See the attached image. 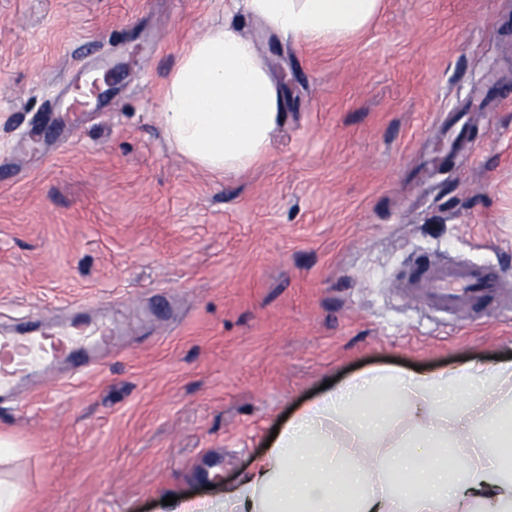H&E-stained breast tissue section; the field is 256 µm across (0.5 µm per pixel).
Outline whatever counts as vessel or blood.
I'll use <instances>...</instances> for the list:
<instances>
[{
	"instance_id": "obj_1",
	"label": "vessel or blood",
	"mask_w": 512,
	"mask_h": 512,
	"mask_svg": "<svg viewBox=\"0 0 512 512\" xmlns=\"http://www.w3.org/2000/svg\"><path fill=\"white\" fill-rule=\"evenodd\" d=\"M421 302L440 312L460 310L493 299L503 286L490 265L471 262L431 265L407 282ZM112 347L111 323L87 319L79 323H45L40 330L0 329V399L17 394L30 378L63 367L70 374L93 370Z\"/></svg>"
}]
</instances>
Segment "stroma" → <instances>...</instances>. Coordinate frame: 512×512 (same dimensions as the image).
<instances>
[{"label":"stroma","instance_id":"obj_1","mask_svg":"<svg viewBox=\"0 0 512 512\" xmlns=\"http://www.w3.org/2000/svg\"><path fill=\"white\" fill-rule=\"evenodd\" d=\"M224 2L0 0V325L123 324L101 369L0 402L20 512H170L234 480L326 381L512 354V0H383L336 44L237 10L289 87L268 154L218 178L169 143L156 92ZM77 68L111 71V93L63 116ZM466 260L508 288L446 315L403 287Z\"/></svg>","mask_w":512,"mask_h":512}]
</instances>
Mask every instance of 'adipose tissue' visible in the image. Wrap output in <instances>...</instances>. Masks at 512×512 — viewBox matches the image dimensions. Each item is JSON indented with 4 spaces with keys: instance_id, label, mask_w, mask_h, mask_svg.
<instances>
[{
    "instance_id": "obj_1",
    "label": "adipose tissue",
    "mask_w": 512,
    "mask_h": 512,
    "mask_svg": "<svg viewBox=\"0 0 512 512\" xmlns=\"http://www.w3.org/2000/svg\"><path fill=\"white\" fill-rule=\"evenodd\" d=\"M381 0H246L269 35L311 43L351 38ZM285 92L255 40L235 27L191 39L161 92L171 145L215 176L269 152ZM512 426V360L410 372L376 368L325 389L280 424L253 468L208 501L177 512H512V471L495 460ZM461 479L448 486V454ZM418 490L397 489L395 470ZM352 492L339 504L336 488Z\"/></svg>"
}]
</instances>
